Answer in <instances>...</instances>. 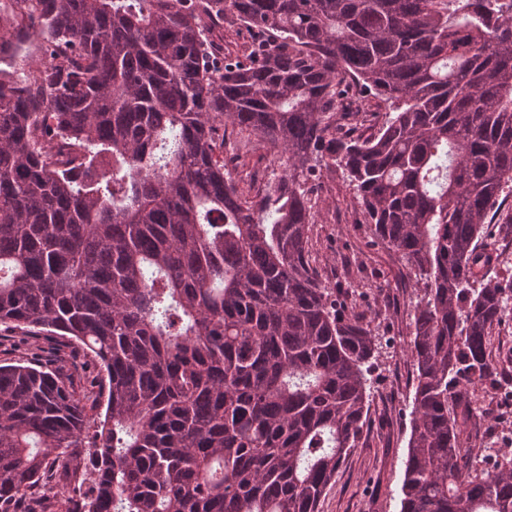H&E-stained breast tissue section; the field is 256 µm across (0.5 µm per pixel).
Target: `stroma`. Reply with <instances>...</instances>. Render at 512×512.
I'll list each match as a JSON object with an SVG mask.
<instances>
[{"instance_id": "35a3bbf8", "label": "stroma", "mask_w": 512, "mask_h": 512, "mask_svg": "<svg viewBox=\"0 0 512 512\" xmlns=\"http://www.w3.org/2000/svg\"><path fill=\"white\" fill-rule=\"evenodd\" d=\"M224 161L240 176L255 164L261 167L260 178H270L273 170L261 145L244 146L231 135L225 138ZM315 188L325 217L313 227L312 260L322 281L341 286L337 300L342 305L381 314L362 435L323 494L319 512H400L414 394L410 324L420 291L401 256L377 239L358 214L342 181L324 174ZM509 424L512 403L491 400L471 419L467 445L472 454L488 453L496 431Z\"/></svg>"}]
</instances>
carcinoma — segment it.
<instances>
[{
	"label": "carcinoma",
	"mask_w": 512,
	"mask_h": 512,
	"mask_svg": "<svg viewBox=\"0 0 512 512\" xmlns=\"http://www.w3.org/2000/svg\"><path fill=\"white\" fill-rule=\"evenodd\" d=\"M13 2L0 56L49 46L0 78V324L79 345L106 391L59 354L0 365V512H52L30 489L56 480L70 512H318L378 340L311 264L321 170L423 292L400 512H512V457L464 449L470 393L505 380L512 266L474 268L485 224L512 235V0ZM218 125L279 173L240 188Z\"/></svg>",
	"instance_id": "obj_1"
}]
</instances>
